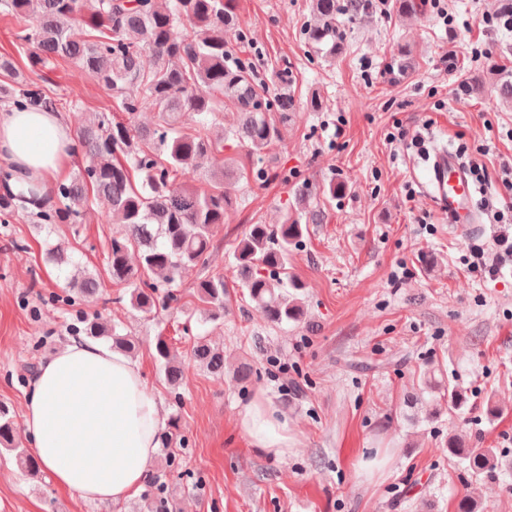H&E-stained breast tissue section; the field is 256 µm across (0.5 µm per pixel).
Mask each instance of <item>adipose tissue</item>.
<instances>
[{"label": "adipose tissue", "instance_id": "1", "mask_svg": "<svg viewBox=\"0 0 512 512\" xmlns=\"http://www.w3.org/2000/svg\"><path fill=\"white\" fill-rule=\"evenodd\" d=\"M71 136L61 115L44 107L0 110V159L14 179L50 186L70 159ZM162 424L138 364L85 337L69 339L41 365L22 420L57 485L112 503L147 481ZM241 425L257 446L287 455L288 423L272 401L253 402Z\"/></svg>", "mask_w": 512, "mask_h": 512}]
</instances>
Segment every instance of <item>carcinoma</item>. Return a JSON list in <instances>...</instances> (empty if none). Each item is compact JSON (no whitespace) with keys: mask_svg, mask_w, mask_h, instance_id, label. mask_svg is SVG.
<instances>
[{"mask_svg":"<svg viewBox=\"0 0 512 512\" xmlns=\"http://www.w3.org/2000/svg\"><path fill=\"white\" fill-rule=\"evenodd\" d=\"M9 14L23 22L16 32L32 70L47 68L57 59L78 63L96 78L105 96L125 117L100 112L75 133V153L86 164L70 179L42 191L36 182L0 193V217L8 220L27 212L48 230L60 224H83L86 215L102 209L105 224L116 225L103 246V271L87 272L77 283L83 299L101 292L102 277L129 289L134 310L150 314L178 301L174 288L189 268L207 269L216 248V229L232 207L230 189L252 167L228 166L209 187L190 184L200 162L224 150V136H212L209 126L224 107L237 115L232 130L250 160L280 140L279 125L288 123L291 98L261 94L253 62L236 56L228 37L237 28L233 0H0ZM371 0H312L314 24L308 39L334 56L342 50L339 18L357 16ZM149 52L155 65L143 67ZM0 100L22 110L40 104L55 110V100L39 86L16 84L0 88ZM155 111L150 125L136 123L144 108ZM195 127L185 130V113ZM320 222L312 212L305 221L272 226L253 224L233 251L237 286L263 312L268 323L299 324L304 308L299 301L303 284L288 278V254L300 245L308 224ZM46 262L63 270L75 265L69 242L48 246ZM227 288L224 274H207L196 283V298L204 319L224 315ZM73 336L105 339L128 354L132 339L117 325L99 317H82L69 328ZM156 358L164 381L177 389L185 366L174 360L169 343L158 338ZM190 359L211 374L224 375V351L198 334ZM429 404L427 415L452 412L463 405L458 386L445 376L427 372L411 404ZM15 423L0 404V445L14 452L17 465L28 475L41 471L39 460L14 439ZM448 453L475 476L496 477L498 458L492 448H463L448 438ZM144 512H170L163 492L145 499Z\"/></svg>","mask_w":512,"mask_h":512,"instance_id":"cac0c4a2","label":"carcinoma"}]
</instances>
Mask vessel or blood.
<instances>
[{
  "label": "vessel or blood",
  "instance_id": "vessel-or-blood-1",
  "mask_svg": "<svg viewBox=\"0 0 512 512\" xmlns=\"http://www.w3.org/2000/svg\"><path fill=\"white\" fill-rule=\"evenodd\" d=\"M424 185L436 208L447 215L457 231H470L478 223L472 175L456 151L445 147L429 156Z\"/></svg>",
  "mask_w": 512,
  "mask_h": 512
}]
</instances>
